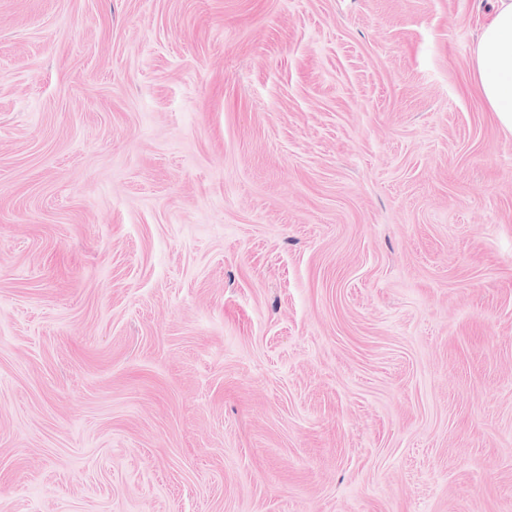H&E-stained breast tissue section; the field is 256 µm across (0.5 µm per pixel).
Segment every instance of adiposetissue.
<instances>
[{"label":"adipose tissue","instance_id":"obj_1","mask_svg":"<svg viewBox=\"0 0 512 512\" xmlns=\"http://www.w3.org/2000/svg\"><path fill=\"white\" fill-rule=\"evenodd\" d=\"M475 80L500 126L512 133V0H493L476 44Z\"/></svg>","mask_w":512,"mask_h":512}]
</instances>
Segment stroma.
Here are the masks:
<instances>
[{
  "mask_svg": "<svg viewBox=\"0 0 512 512\" xmlns=\"http://www.w3.org/2000/svg\"><path fill=\"white\" fill-rule=\"evenodd\" d=\"M488 0H0V512H512Z\"/></svg>",
  "mask_w": 512,
  "mask_h": 512,
  "instance_id": "1",
  "label": "stroma"
}]
</instances>
